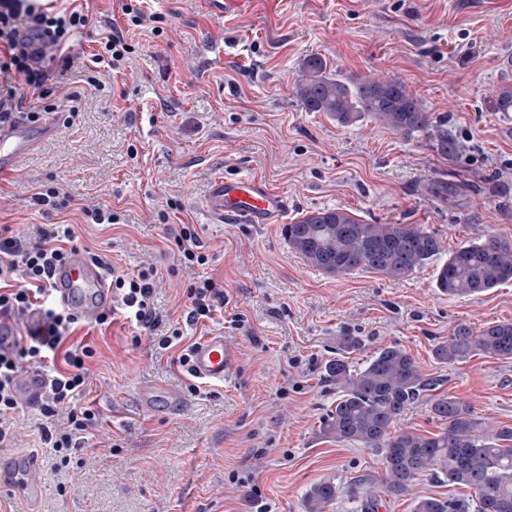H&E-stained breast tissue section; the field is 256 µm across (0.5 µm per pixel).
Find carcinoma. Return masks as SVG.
I'll return each mask as SVG.
<instances>
[{"instance_id":"obj_1","label":"carcinoma","mask_w":512,"mask_h":512,"mask_svg":"<svg viewBox=\"0 0 512 512\" xmlns=\"http://www.w3.org/2000/svg\"><path fill=\"white\" fill-rule=\"evenodd\" d=\"M295 95L307 112H323L346 126L369 118L406 139L432 132L444 156L461 146L448 130H432L430 115L398 79L360 77L342 81L319 55L300 63ZM288 246L309 266L332 277L356 270L404 279L437 263L436 284L450 296H470L512 281V240L490 235L460 245L440 260L443 243L421 224H366L348 210L323 208L284 226ZM343 354L325 364L326 380L336 386V405L321 421V433L339 444H356L383 456L385 471L376 493L409 495L418 477L428 475L469 490L464 499L419 498L414 512H512V427L492 428L462 400L429 395L435 382L397 345L379 349L361 368L347 362L358 350L356 336L339 339ZM441 363H462L480 355L512 359V322L491 323L476 331L455 326L448 341L433 351ZM425 401L442 431L429 436L391 432L394 421L411 405ZM338 488L330 481L306 494V512H325Z\"/></svg>"}]
</instances>
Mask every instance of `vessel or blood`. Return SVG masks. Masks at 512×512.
Wrapping results in <instances>:
<instances>
[{
	"instance_id": "1",
	"label": "vessel or blood",
	"mask_w": 512,
	"mask_h": 512,
	"mask_svg": "<svg viewBox=\"0 0 512 512\" xmlns=\"http://www.w3.org/2000/svg\"><path fill=\"white\" fill-rule=\"evenodd\" d=\"M62 119L59 112H45L36 119L20 112L7 122H0V174L13 171L18 159L54 134ZM285 208L286 201L281 194L247 175L215 179L206 201L207 211L218 224L226 221L271 224ZM51 284L60 306L86 321H93L112 306V290L105 272L83 253H73L58 265ZM190 366L197 379L220 384L233 373L235 358L225 347L223 337L209 336L196 345ZM47 386L44 373L28 369L18 378L16 396L23 403L34 404L40 401ZM181 402L182 395L177 390L148 389L143 394L142 406L156 413L179 407ZM0 489L15 492L29 501L38 499L42 486L32 460L0 464Z\"/></svg>"
}]
</instances>
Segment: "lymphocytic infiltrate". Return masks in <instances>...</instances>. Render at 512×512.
<instances>
[{
    "label": "lymphocytic infiltrate",
    "mask_w": 512,
    "mask_h": 512,
    "mask_svg": "<svg viewBox=\"0 0 512 512\" xmlns=\"http://www.w3.org/2000/svg\"><path fill=\"white\" fill-rule=\"evenodd\" d=\"M97 16L84 6L55 7L53 0H0V75L10 77L0 84V121L19 111L22 97L32 94L44 100L45 111H56L47 100L57 71H68L73 64L71 38L81 30L97 26ZM135 51L122 29L110 27L102 35L96 53L85 67L118 69ZM77 232L71 224H46L20 230L0 225V317L12 319L15 332L10 344L0 343V442L12 433L7 422L18 411L13 386L22 371L37 367L46 371L51 384L40 407L46 416L58 410L68 412L65 426L44 428L42 438L59 453L82 447L85 434L96 421L92 409L80 406L79 397L87 389L89 362L97 350L72 335L83 328L84 320L56 305L51 294L54 267L76 252ZM172 252L179 263L202 268L196 281L187 285V324L213 319L224 307V286L205 273L209 260L192 225H183L175 236ZM89 257L106 272L112 290V307L95 319L98 327H109L125 320L136 328L132 345H139L140 331H151L162 317L154 307L155 264L145 260L132 272L117 270L105 254L90 252ZM39 313L40 326L30 329L26 314Z\"/></svg>",
    "instance_id": "f902f5d3"
}]
</instances>
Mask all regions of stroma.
<instances>
[{
	"instance_id": "35a3bbf8",
	"label": "stroma",
	"mask_w": 512,
	"mask_h": 512,
	"mask_svg": "<svg viewBox=\"0 0 512 512\" xmlns=\"http://www.w3.org/2000/svg\"><path fill=\"white\" fill-rule=\"evenodd\" d=\"M142 8L162 25L131 29L135 53L99 72L98 85L72 73L62 107L77 117L0 178V225L65 221L120 268L152 260L159 333L181 323L191 343L222 335L237 368L222 385H198L152 342L132 346L126 322L92 333L98 355L79 403L97 425L65 465L41 439L40 408L23 405L0 461L34 457L45 492L34 503L0 492V512H305L307 492L324 480L338 488L326 512H364L363 485L382 476L381 455L320 432L336 404L324 365L345 334L362 341L352 366L399 345L439 379L438 394L512 426V360L448 365L433 356L457 324L512 322V282L458 297L437 288L432 264L401 280L331 277L282 234L306 212L341 207L371 224L424 225L448 252L483 231L512 240V112L495 104L496 89L512 84V0H253L228 15L206 0ZM309 54L345 78L403 81L460 154L441 157L429 137L408 140L369 119L342 126L304 111L294 86ZM241 174L287 198L279 223L213 222V179ZM457 177L463 190L440 193ZM50 183L78 204L108 206L119 223L39 212L30 197ZM185 224L207 268L173 257L169 244ZM204 272L224 281V316L188 326L183 289ZM146 388L179 390L183 404L148 413ZM463 493L423 476L412 495L380 496L374 512H413L415 498Z\"/></svg>"
}]
</instances>
